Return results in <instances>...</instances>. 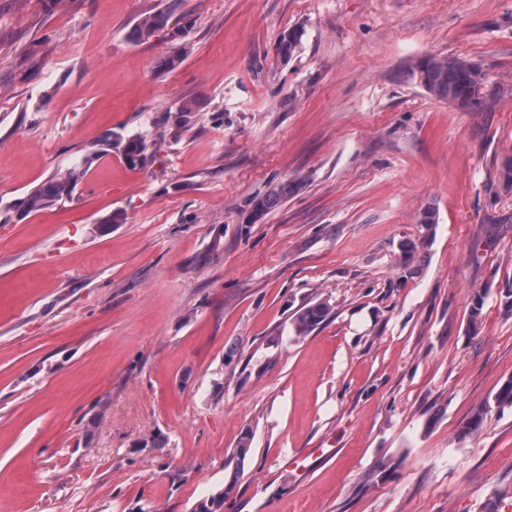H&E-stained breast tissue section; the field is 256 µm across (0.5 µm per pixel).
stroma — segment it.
I'll return each mask as SVG.
<instances>
[{
	"label": "stroma",
	"instance_id": "stroma-1",
	"mask_svg": "<svg viewBox=\"0 0 512 512\" xmlns=\"http://www.w3.org/2000/svg\"><path fill=\"white\" fill-rule=\"evenodd\" d=\"M159 10L183 44L132 41ZM510 162L512 0H0V512H512V407L466 428L512 378ZM419 82L431 94L454 102L463 111L482 104V70L466 60H430L419 68ZM106 146L109 147L111 152L112 148L117 150L131 166L142 165L146 160L148 145L140 137H124L113 134L107 140ZM96 153L86 157L81 166L59 170L30 190L20 201L23 211L26 213L40 212L70 197L87 172V165L96 157ZM296 188L297 186L293 182H283L280 184L278 189L269 196L255 200L253 204L254 218L258 219L263 216L278 203L288 198L289 195H292ZM330 311L327 300H320L311 305L302 307L296 314L292 324L298 336H305L312 332L325 320Z\"/></svg>",
	"mask_w": 512,
	"mask_h": 512
}]
</instances>
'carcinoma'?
Segmentation results:
<instances>
[{
  "label": "carcinoma",
  "mask_w": 512,
  "mask_h": 512,
  "mask_svg": "<svg viewBox=\"0 0 512 512\" xmlns=\"http://www.w3.org/2000/svg\"><path fill=\"white\" fill-rule=\"evenodd\" d=\"M166 30L168 36L174 41L185 40L191 30V22H170V16L164 11H158L142 16L131 31V39L141 42L150 39L155 33ZM301 39V33L293 30L283 37L277 47L280 55L291 56ZM419 82L431 94L454 102L460 109L471 111L482 104V90L484 77L482 70L475 64L466 60L437 61L430 60L419 68ZM106 146L117 150L131 166H138L145 162L148 145L140 137L113 135ZM96 157L91 154L86 157L80 166H73L59 170L50 178L30 190L20 201V207L27 213L43 211L59 201L71 196L77 184L87 172V165ZM296 190L293 182H283L278 189L269 196L257 199L253 204V217L258 219L278 203L288 198ZM330 311V304L320 300L301 308L294 320L293 327L296 335L305 336L312 332L325 320ZM512 406V377L504 381L496 392L493 402L479 405L472 415L468 429L481 426L486 415L492 407ZM229 493L225 488L217 491L208 499L199 502L193 512H221L224 507V498Z\"/></svg>",
  "instance_id": "obj_1"
}]
</instances>
